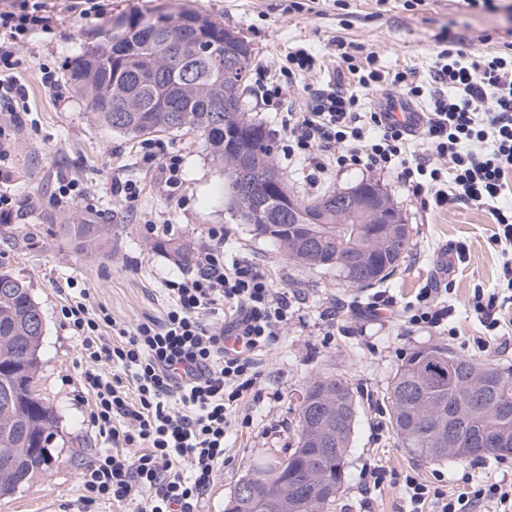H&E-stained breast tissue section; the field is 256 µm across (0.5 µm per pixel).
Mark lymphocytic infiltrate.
<instances>
[{"mask_svg":"<svg viewBox=\"0 0 512 512\" xmlns=\"http://www.w3.org/2000/svg\"><path fill=\"white\" fill-rule=\"evenodd\" d=\"M50 0H5L0 6V64L11 45L50 29ZM341 60L351 82L306 87L302 110L289 113L282 152L310 165L313 178L337 170L393 173L422 209L478 206L497 226L494 242L512 250V206L503 205L512 173V54L463 55L455 38L438 52L428 80L411 70L390 73L367 55L362 72L354 53ZM396 90L378 110L359 109V92ZM429 97L417 130L393 118L397 103ZM195 276L172 281L173 299L161 323L118 324L98 314L88 289L66 308L87 362L83 384L91 422L107 449L80 473V503L133 501L137 512H195L224 465L227 411L262 374L254 358L288 326L291 303L251 263L226 264L218 247L201 250ZM235 305L227 323L204 322L221 303ZM454 315L442 291L421 288L406 309L409 330L447 327ZM237 345L229 349L226 337ZM409 512H476L491 502L512 512V480L452 484L406 474Z\"/></svg>","mask_w":512,"mask_h":512,"instance_id":"obj_1","label":"lymphocytic infiltrate"}]
</instances>
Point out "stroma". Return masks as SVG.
I'll return each instance as SVG.
<instances>
[{"mask_svg":"<svg viewBox=\"0 0 512 512\" xmlns=\"http://www.w3.org/2000/svg\"><path fill=\"white\" fill-rule=\"evenodd\" d=\"M98 14L85 17L76 0H55L51 32H38L16 46L9 74L26 93L17 146L0 162L9 170L0 193L12 199L9 220L0 221V271L30 283L39 302L45 336L36 389L55 409L57 432L49 450L57 464L29 487L0 499V512H78L79 474L104 444L87 418L82 385L86 364L80 340L62 307L69 284L89 289L93 305L128 325L160 321L168 305L167 281L193 276L194 268L176 263L160 245L185 241L201 249L216 244L232 261H253L274 288L296 307L283 336L257 355L262 380L231 408L224 439V467L198 504V512H224L238 480L255 459L280 457L293 448L300 398L311 378L336 375L354 390L356 421L345 459V479L325 512H403L401 484L365 485L375 465L398 474L415 470L423 479L441 475L454 482L462 473L487 480L512 477V457L422 463L401 448L387 410L386 390L403 359L420 347L451 348L459 355L492 365H512V345L478 349L482 328L473 316L475 288H503L506 261L491 238L496 226L487 210L474 206L421 209L391 174L375 175L411 228V249L398 270L378 287H357L332 270L303 269L290 263L268 238L231 220L225 206L224 173L211 160L203 139L193 133L158 132L133 138L109 129L92 115L86 97L75 90L68 64L84 51L94 32L113 16L162 6L187 5L235 27L254 48L244 104L265 124L275 146L279 172L292 194L315 199L364 180L358 170L311 180L301 164L288 162L281 150L286 113L298 111L302 89L288 82V53L303 46L316 54L311 82L327 84L338 76L336 40L376 52L385 71L411 68L427 75L447 35H456L461 51L485 52L512 46V0H494L490 9L470 8L462 0H98ZM56 84L46 86L44 73ZM283 88L282 104H263L259 89L268 82ZM157 157L143 159L145 143ZM182 161L178 184L168 186L161 167L170 157ZM75 178L78 197H56L59 177ZM141 187L128 200L112 190L115 180ZM108 224V251L79 248L63 227ZM469 250L466 263L443 274L439 259L457 244ZM450 277L448 302L455 309L459 334L406 331L400 309L414 301L425 284ZM392 296L396 311L378 321L359 320L350 304L366 305L375 290ZM343 303L336 325L327 315Z\"/></svg>","mask_w":512,"mask_h":512,"instance_id":"1","label":"stroma"}]
</instances>
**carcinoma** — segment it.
Returning a JSON list of instances; mask_svg holds the SVG:
<instances>
[{"instance_id":"cac0c4a2","label":"carcinoma","mask_w":512,"mask_h":512,"mask_svg":"<svg viewBox=\"0 0 512 512\" xmlns=\"http://www.w3.org/2000/svg\"><path fill=\"white\" fill-rule=\"evenodd\" d=\"M153 14L119 15L124 27L110 24L97 32L99 41L75 56L69 77L89 100L95 118L116 132L134 137L160 131L195 132L203 138L208 154L224 171L226 209L239 224H253L255 197L238 189L239 157L255 151L260 163L247 173L248 181L263 190L268 223L261 234L275 239L288 261L301 268L336 270L344 281L365 286L379 282L399 267L410 249L411 230L404 226L400 239L384 244L378 232L380 216L394 209L388 194L374 182H363L371 197L354 206H336L335 194L313 200L296 199L288 212L281 199L290 196L279 173L266 128L244 111L243 86L254 48L231 27L195 9L182 7L165 12L168 31L153 34L148 26ZM234 69L225 77L224 66ZM67 231L81 247H104L112 241L110 224H68ZM320 243L313 251L308 243ZM183 266L195 260L187 243L164 245ZM358 254L360 267L350 263ZM42 315L30 285L7 271H0V497L30 485L57 462L49 449L26 455L25 439L47 445L57 417L53 407L35 391L45 331L31 327ZM459 362L454 373L440 362L421 364L414 350L400 365L386 390L390 423L398 442L414 457L428 459L431 445L405 442L402 431L452 417L467 425L452 454L456 460L498 458L497 441H512V419L499 422L498 400L512 405V366H489L461 356L444 346ZM306 390L310 406L321 408L315 418L298 417L296 447L283 457L262 458L246 475L263 498L275 502L281 487L295 512H323L336 498V486L345 473H336V456L347 455L356 419L354 391L347 380L316 376ZM311 471L325 472L326 485L318 501L310 499Z\"/></svg>"}]
</instances>
